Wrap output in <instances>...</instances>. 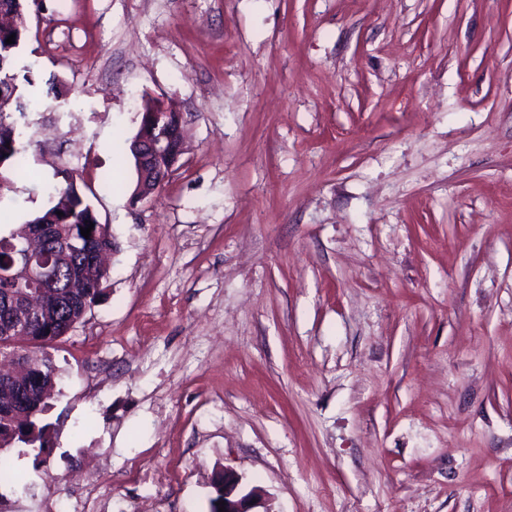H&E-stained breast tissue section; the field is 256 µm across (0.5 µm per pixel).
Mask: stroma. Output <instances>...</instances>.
Wrapping results in <instances>:
<instances>
[{
  "instance_id": "1",
  "label": "stroma",
  "mask_w": 512,
  "mask_h": 512,
  "mask_svg": "<svg viewBox=\"0 0 512 512\" xmlns=\"http://www.w3.org/2000/svg\"><path fill=\"white\" fill-rule=\"evenodd\" d=\"M16 64L0 232L71 179L118 248L0 512H512V0H44ZM156 104H153L151 100L144 101L141 117V125L136 138L130 143L129 151L135 160L137 155V168L140 172L148 168L153 163L154 157L161 153H166L169 148V144L176 138L177 135L183 136L181 117L178 113L168 111L161 105L156 112H153L156 108ZM144 112L152 113L156 125L162 123L165 131L161 135L152 140L142 139L138 143V149L135 152V146L137 144V138L142 133L145 135L157 137L160 133L161 126L157 127L151 122L147 124L148 115ZM174 113V114H173ZM177 128V129H176ZM3 110L0 111V165L12 164L15 172L23 173L27 166L26 146L21 142V133L15 122H5ZM9 143V148L2 149V144ZM213 483L221 488V492L220 497L210 503V512H219L221 506H224L225 512H271L254 510L260 507L261 501L254 490L243 491L242 476L236 471L224 468ZM220 502H225V505H220Z\"/></svg>"
}]
</instances>
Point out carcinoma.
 Wrapping results in <instances>:
<instances>
[{
	"instance_id": "obj_1",
	"label": "carcinoma",
	"mask_w": 512,
	"mask_h": 512,
	"mask_svg": "<svg viewBox=\"0 0 512 512\" xmlns=\"http://www.w3.org/2000/svg\"><path fill=\"white\" fill-rule=\"evenodd\" d=\"M1 7H11L22 15L20 24H26L31 10L39 9V0H0ZM15 50L9 48L6 40L0 39V96L9 98L17 90L16 75L12 73ZM9 148L0 151V165L11 164L18 173L27 166L26 146L21 142V133L14 122L6 121L0 111V145ZM54 202L37 215L31 223L46 224L58 235L70 238L72 251L64 258L52 262L53 288L57 299L47 303L36 313V319L25 334L11 327V317L16 310L15 299L22 293L34 292L32 285L0 280V346L11 351L22 364L23 376L12 385L26 399V406L15 411L0 403V445L9 446L13 441H24L30 445L39 444L44 448L46 426L37 425V419L50 408V394L59 379V373L52 358L45 349L68 335L71 325L80 318L85 309L92 308L102 297L99 284L106 280L94 265L95 255L113 248L112 235L108 229L97 223V217L76 184L66 189L52 188ZM64 216H59V213ZM94 224L91 236L84 237L80 228ZM24 225H19L5 235L0 234V267L9 264L16 254L13 250L15 235ZM78 269L83 276L84 287L76 292L68 288L71 271ZM0 477L14 485H21L23 477L13 467L10 459L0 456Z\"/></svg>"
}]
</instances>
